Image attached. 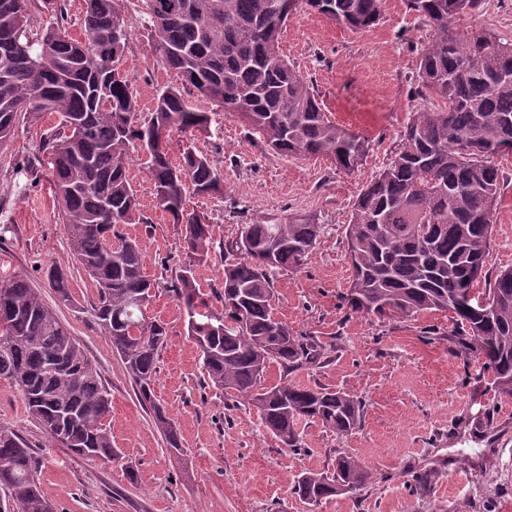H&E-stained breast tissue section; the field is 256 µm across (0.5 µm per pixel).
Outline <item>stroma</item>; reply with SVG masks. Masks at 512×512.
<instances>
[{
  "label": "stroma",
  "mask_w": 512,
  "mask_h": 512,
  "mask_svg": "<svg viewBox=\"0 0 512 512\" xmlns=\"http://www.w3.org/2000/svg\"><path fill=\"white\" fill-rule=\"evenodd\" d=\"M124 68L143 112L162 87L181 83L153 48L142 14L130 11ZM461 31L479 27L512 40V0H488ZM428 29L405 0H384L380 23L356 33L305 8L289 17L282 50L311 78L329 118L369 143L352 173L327 159L284 158L263 150L236 115L212 113L195 145L224 171V195L200 200L216 240L236 236L242 217L311 215L323 234L307 264L273 280L276 317L293 333L313 337L328 363L293 372L302 386L344 391L364 404L362 424L336 439L321 425L299 422L304 451L285 447L264 427L255 407L215 388L189 339L184 314L167 287L186 257L179 227L155 207L154 186L141 165L131 181L144 223L125 225L142 249L147 275L161 284L149 312L168 324L154 394L169 409L182 454L140 404L120 357L89 308L97 290L72 272L71 302H60L46 272L67 263L70 250L53 202L48 158L39 149L57 114L21 123L0 147V278L23 275L70 329L111 394L106 419L118 462L92 459L56 445L30 416L20 391L0 379V425L26 439L36 479L54 512H512V396L502 393L482 360L460 355L449 313L408 319L350 312L351 281L345 227L358 189L391 160L420 102L415 96L419 52ZM504 172L490 241L489 270L512 267V155L497 157ZM357 454L374 475L351 493L309 503L292 490L306 471L329 474L338 449ZM432 474L418 494L416 473Z\"/></svg>",
  "instance_id": "35a3bbf8"
}]
</instances>
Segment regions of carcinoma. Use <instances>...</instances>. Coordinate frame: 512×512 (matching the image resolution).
Masks as SVG:
<instances>
[{"mask_svg": "<svg viewBox=\"0 0 512 512\" xmlns=\"http://www.w3.org/2000/svg\"><path fill=\"white\" fill-rule=\"evenodd\" d=\"M429 28L419 53L416 92L424 101L401 135L391 162L356 194L346 252L353 313L412 318L451 314L458 347L483 359L512 395V268L488 276L489 243L504 175L493 158L512 153V41L483 29L461 32L485 0H406ZM85 37L68 31L65 3L55 21L34 26L35 0H0V143L25 119L61 116V128L40 137L71 259L97 288L90 314L121 357L140 401L149 404L167 447L181 452L168 409L152 382L167 345V323L147 315L156 280L143 271L142 250L122 225L144 223L129 170L139 152L154 186L155 208L181 225L188 263L172 292L189 320L187 334L201 353L212 385L232 390L257 408L271 434L300 450L301 420L317 422L341 440L361 425L362 402L328 387H302L289 375L329 361L326 349L296 336L273 314L272 273L304 266L322 234L311 215L282 221L257 216L237 237L218 244L205 211L187 207L224 195V172L189 144L173 165L167 143L177 131L207 128L208 112L186 91L232 112L264 147L294 159L326 158L351 173L368 142L333 122L311 79L281 49L288 16L303 4L335 24L366 31L381 20L383 0H136L147 15L155 51L182 76V86L157 94L141 115L128 74L121 73L131 36V0H85ZM224 258L221 312L213 311L194 267ZM71 269L53 264L47 278L71 301ZM484 283L478 290L475 284ZM0 378L15 384L31 415L56 442L108 462L120 459L104 420L110 393L69 328L21 275L0 278ZM279 382L263 386L271 363ZM30 446L0 425V487L12 512H51L35 479ZM373 482L361 459L336 455L328 477L305 472L295 493L317 503Z\"/></svg>", "mask_w": 512, "mask_h": 512, "instance_id": "obj_1", "label": "carcinoma"}]
</instances>
